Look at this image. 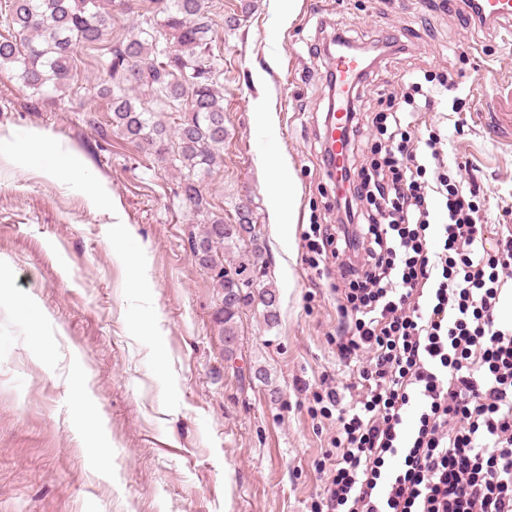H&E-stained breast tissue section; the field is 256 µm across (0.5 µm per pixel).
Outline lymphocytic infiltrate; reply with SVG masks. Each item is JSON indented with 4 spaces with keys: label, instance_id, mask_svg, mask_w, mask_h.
<instances>
[{
    "label": "lymphocytic infiltrate",
    "instance_id": "1",
    "mask_svg": "<svg viewBox=\"0 0 512 512\" xmlns=\"http://www.w3.org/2000/svg\"><path fill=\"white\" fill-rule=\"evenodd\" d=\"M455 85L409 77L377 111L351 103L336 221L301 234L304 263L333 279L348 370L324 376L308 408L336 422L312 512H512V326L497 317L512 232L489 242L488 186L442 174L440 128L414 134L419 110Z\"/></svg>",
    "mask_w": 512,
    "mask_h": 512
}]
</instances>
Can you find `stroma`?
Segmentation results:
<instances>
[{
	"label": "stroma",
	"mask_w": 512,
	"mask_h": 512,
	"mask_svg": "<svg viewBox=\"0 0 512 512\" xmlns=\"http://www.w3.org/2000/svg\"><path fill=\"white\" fill-rule=\"evenodd\" d=\"M459 0H205L210 61L224 93V162L203 181L215 214L252 210L278 295L276 324L243 310L232 361L213 321L217 290L188 238L201 218L177 170L111 134L97 94L109 47L154 16L157 0H112L106 48L78 49L73 91L56 108L0 71V512H309L314 462L329 426L308 407L323 375L341 374L329 341L336 296L302 261L308 224L336 220L315 136L328 109L314 44L333 29L394 32L406 55L377 69L362 107L401 92V77L452 72L456 95L420 112L440 127L446 170L489 186L485 224L512 206V146L493 144L483 99L512 73L505 28L463 26ZM292 15L290 25L280 24ZM469 111H452L453 97ZM273 107L277 121L260 120ZM44 133L87 179L49 176L27 155ZM301 194L271 213L279 169ZM32 299L34 338L16 308ZM268 378L255 379L253 366Z\"/></svg>",
	"instance_id": "35a3bbf8"
}]
</instances>
